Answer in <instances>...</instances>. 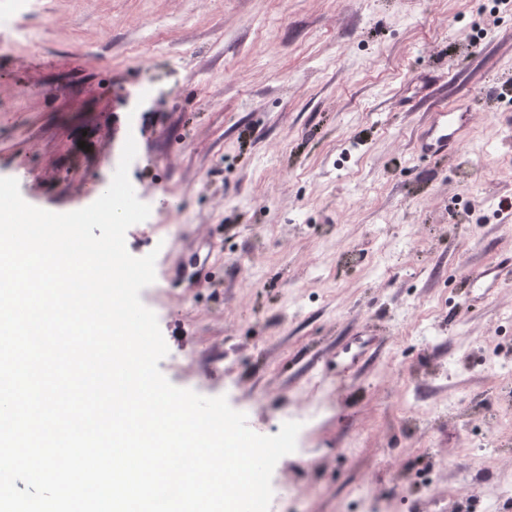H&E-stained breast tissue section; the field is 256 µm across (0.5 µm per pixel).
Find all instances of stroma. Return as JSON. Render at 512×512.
Listing matches in <instances>:
<instances>
[{
  "label": "stroma",
  "mask_w": 512,
  "mask_h": 512,
  "mask_svg": "<svg viewBox=\"0 0 512 512\" xmlns=\"http://www.w3.org/2000/svg\"><path fill=\"white\" fill-rule=\"evenodd\" d=\"M0 177L66 213L128 171L156 253L140 293L166 378L226 396L274 435L306 400L279 512H478L512 455L470 453L498 424L468 409L512 365V276L477 299L462 274L512 255V5L500 0H0ZM38 29L37 42L17 30ZM465 103L462 150L420 160L433 102ZM412 230L413 250L395 247ZM207 259L194 288L178 276ZM405 380L421 417L403 426Z\"/></svg>",
  "instance_id": "stroma-1"
}]
</instances>
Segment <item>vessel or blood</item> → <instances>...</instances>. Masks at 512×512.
Segmentation results:
<instances>
[{
	"mask_svg": "<svg viewBox=\"0 0 512 512\" xmlns=\"http://www.w3.org/2000/svg\"><path fill=\"white\" fill-rule=\"evenodd\" d=\"M473 120V112L463 104L435 108L429 123L415 141V153L423 159L448 156L457 150ZM511 270L512 259L504 258L490 265L467 269L463 278L468 287L491 289L500 276Z\"/></svg>",
	"mask_w": 512,
	"mask_h": 512,
	"instance_id": "vessel-or-blood-1",
	"label": "vessel or blood"
}]
</instances>
